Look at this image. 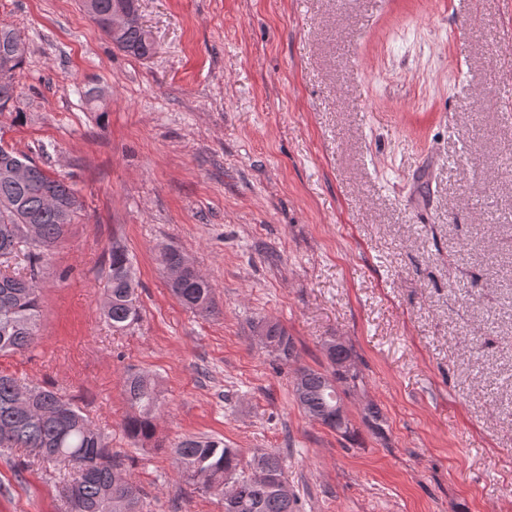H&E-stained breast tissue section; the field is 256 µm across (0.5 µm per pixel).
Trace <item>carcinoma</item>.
Listing matches in <instances>:
<instances>
[{
  "label": "carcinoma",
  "mask_w": 512,
  "mask_h": 512,
  "mask_svg": "<svg viewBox=\"0 0 512 512\" xmlns=\"http://www.w3.org/2000/svg\"><path fill=\"white\" fill-rule=\"evenodd\" d=\"M96 13L88 18L112 39L106 19L116 0H94ZM113 44L127 54L146 59L155 49L148 33L129 28ZM27 54L26 43L12 28L0 26V62H8L21 76ZM19 80L0 81V114L10 111L17 98ZM16 161L29 165L26 181L10 177ZM82 209L75 190L64 180L53 177L27 156L14 150H0V267L20 254L29 261L24 276L0 273V356L22 354L39 341L41 306L38 276L46 257L65 240L69 227ZM138 283L126 250L116 247L109 256V275L103 314L112 329L123 330L140 319ZM172 295L200 316L214 312L212 288L197 269H186L180 279L169 284ZM262 332V345L278 361L286 364L296 357L295 344L285 327L261 321L253 332ZM334 366L329 376L303 367L293 380V394L308 418L350 438L354 429L349 419L336 414L341 402L339 384H355L352 352L332 338L324 343ZM21 382L0 371V450H31L36 459L67 472L69 479L59 489L65 512H113L117 492L126 494L125 512H144L145 492L127 479L123 455L92 427L72 400L49 388L28 387L30 400L18 402ZM125 391L137 414L123 426L134 445L154 436L159 414L158 393L145 375L135 373L125 380ZM178 475L203 493H224L227 482L235 484V498L224 503V512H297L295 494H285L272 484L252 478V471L263 469L284 479L282 458L276 452L254 454L244 460L240 449L218 440L185 439L170 449Z\"/></svg>",
  "instance_id": "obj_1"
}]
</instances>
